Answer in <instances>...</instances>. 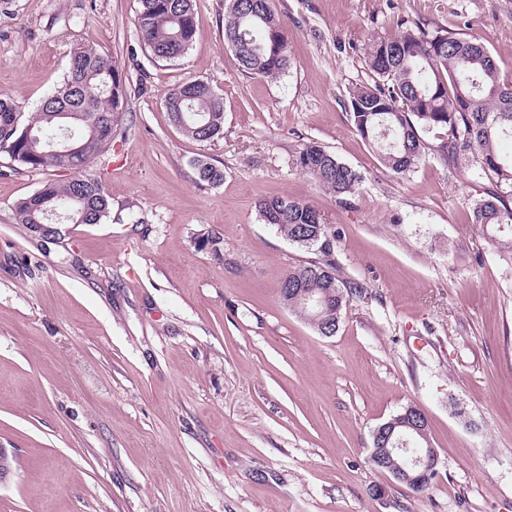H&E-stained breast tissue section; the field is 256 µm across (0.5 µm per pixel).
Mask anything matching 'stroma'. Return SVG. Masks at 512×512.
I'll return each instance as SVG.
<instances>
[{
	"mask_svg": "<svg viewBox=\"0 0 512 512\" xmlns=\"http://www.w3.org/2000/svg\"><path fill=\"white\" fill-rule=\"evenodd\" d=\"M228 4L197 0L186 56L154 63L137 0H0V95L24 111L77 45L123 71L127 115L90 171L113 213L140 218L38 237L14 205L67 175L0 154V446L17 454L0 512H512V260L472 222L492 185L429 151L393 173L349 112L374 81L368 40L417 26L479 40L511 80L512 0H272L294 58L274 79L225 48ZM194 80L224 98L209 142L164 109ZM310 142L359 173L349 201L298 166ZM198 157L222 185L196 183ZM271 196L336 235L359 290L333 336L280 298L319 255L262 220ZM410 405L438 453L421 492L370 460L374 430Z\"/></svg>",
	"mask_w": 512,
	"mask_h": 512,
	"instance_id": "35a3bbf8",
	"label": "stroma"
}]
</instances>
